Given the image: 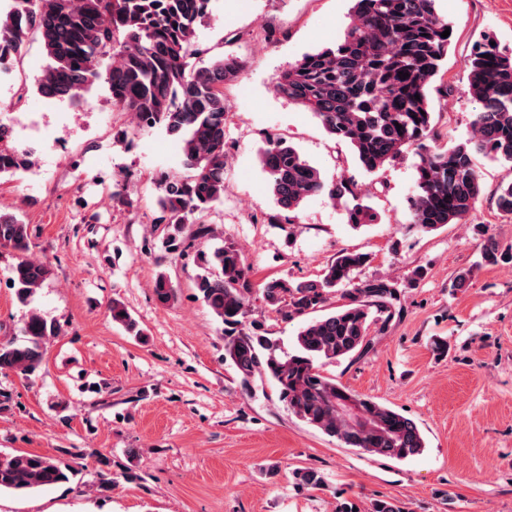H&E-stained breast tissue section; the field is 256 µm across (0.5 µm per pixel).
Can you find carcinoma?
Wrapping results in <instances>:
<instances>
[{"label": "carcinoma", "instance_id": "cac0c4a2", "mask_svg": "<svg viewBox=\"0 0 512 512\" xmlns=\"http://www.w3.org/2000/svg\"><path fill=\"white\" fill-rule=\"evenodd\" d=\"M352 21L333 47L307 52L277 77L275 88L312 113L328 135L348 144L356 164L375 174L412 148L419 157L415 192L409 197L411 225L430 232L460 224L475 208L482 192L476 156L512 168V52L491 45L492 36L475 42L466 62L471 96L483 104L476 113L472 136L436 146L429 89L443 80V63L451 38L441 37L448 21L436 0H353ZM211 0H10L0 9V48L21 54L29 38L39 41L47 64L35 81L47 99L87 101L92 86L106 85L112 106L132 116V131L161 127L178 138L185 173L162 174L157 204L165 243L177 251L190 224L204 232L207 217L224 200V124L228 108L224 86L243 71L240 60L219 58L196 67L189 59L200 54L196 29L209 14ZM409 74L402 79L399 73ZM420 99H415V96ZM401 128H396V125ZM271 192L281 209L293 212L320 194L330 199L357 198L351 176L326 183L318 168L281 138L269 139L259 150ZM30 166L25 151L0 148V177ZM497 207L512 215V181L500 186ZM377 213L357 202L346 208L354 228L373 224ZM28 225L0 212V249L14 254L10 275L17 300L28 303L51 278L49 263L30 257ZM482 261H512V249L488 235ZM203 269L195 281L198 296L223 326L224 355L242 382L255 373L272 379L288 409L300 420L348 447L395 459L425 448L417 424L370 398L351 392L325 376L321 367L372 347L371 333H382L400 315V291L388 279L355 281L366 265L365 253L342 250L321 277L310 281L274 279L259 291L265 306L282 319L303 320L291 351L260 333L249 320L254 285L240 250L223 244L197 254ZM157 300L174 298L167 276L154 283ZM337 294L343 303L319 318L307 316ZM112 322L141 339L145 336L126 306L112 300ZM61 327L37 312L21 327L22 339L0 342V372L23 379L37 373L47 342ZM352 401L358 414L340 410ZM75 469L50 455L0 454V492L28 493L70 482ZM297 483L322 486L313 469H299ZM369 512H405L395 499H375Z\"/></svg>", "mask_w": 512, "mask_h": 512}]
</instances>
